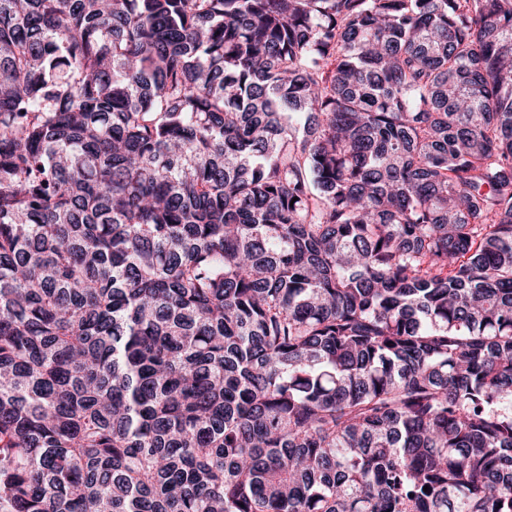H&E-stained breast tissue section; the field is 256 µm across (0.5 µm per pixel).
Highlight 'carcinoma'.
Segmentation results:
<instances>
[{"mask_svg":"<svg viewBox=\"0 0 512 512\" xmlns=\"http://www.w3.org/2000/svg\"><path fill=\"white\" fill-rule=\"evenodd\" d=\"M0 512H512V0H0Z\"/></svg>","mask_w":512,"mask_h":512,"instance_id":"cac0c4a2","label":"carcinoma"}]
</instances>
